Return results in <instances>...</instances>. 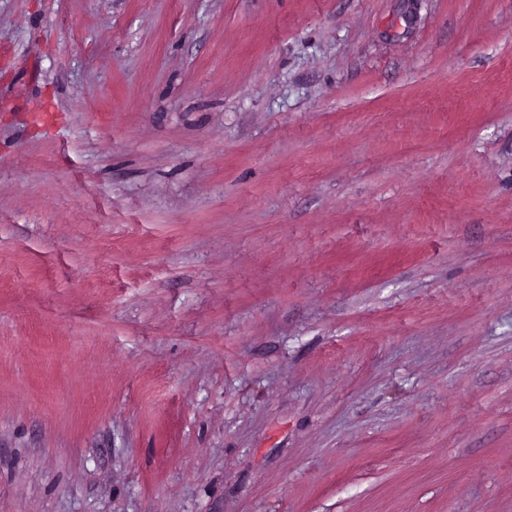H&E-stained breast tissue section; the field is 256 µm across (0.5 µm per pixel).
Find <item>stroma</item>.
Wrapping results in <instances>:
<instances>
[{"instance_id": "35a3bbf8", "label": "stroma", "mask_w": 512, "mask_h": 512, "mask_svg": "<svg viewBox=\"0 0 512 512\" xmlns=\"http://www.w3.org/2000/svg\"><path fill=\"white\" fill-rule=\"evenodd\" d=\"M0 512H512V0H0Z\"/></svg>"}]
</instances>
